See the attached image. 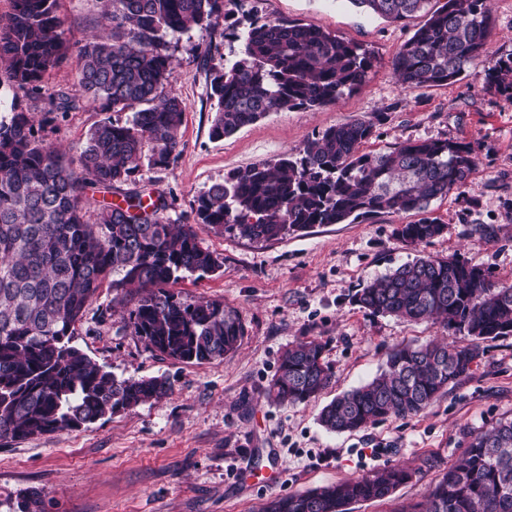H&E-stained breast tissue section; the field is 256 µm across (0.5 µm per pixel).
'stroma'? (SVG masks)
<instances>
[{
	"instance_id": "35a3bbf8",
	"label": "stroma",
	"mask_w": 512,
	"mask_h": 512,
	"mask_svg": "<svg viewBox=\"0 0 512 512\" xmlns=\"http://www.w3.org/2000/svg\"><path fill=\"white\" fill-rule=\"evenodd\" d=\"M487 59L466 66L445 87L404 89L391 61L426 21L423 13L390 22L350 0H224L231 20L251 12L298 21L370 49L376 62L366 82L320 109L273 112L223 140L210 136L213 102L209 67L238 54L241 41L223 27L169 35L172 65L166 92L184 106L179 153L165 169L141 166L138 189L162 195L164 221L189 224L197 196L235 169L294 155L313 133L368 118L374 135L365 148L382 151L415 139L469 144L479 158L466 183L434 200L427 212L443 226L413 248L397 234L414 213L379 214L351 224L317 225L270 242L203 229L199 237L224 261L213 275L185 277L182 297L218 299L245 326L237 350L200 365L161 357L133 336L121 312L97 324L93 314L117 304L100 288L76 345L120 378L162 376L172 391L78 430L21 441H0V512H19L34 491L47 512H261L271 499L359 478L387 466L413 477L386 499L357 502L350 512H399L426 501L431 487L457 464L469 434L512 418V336L482 342L468 375L451 384L427 410L389 418L355 432L331 433L318 422L336 396L375 377L389 351L444 341L464 347L470 337L430 321L375 316L353 295L371 279L417 255L458 256L512 283V95L487 84L488 58L512 57V0H490ZM68 60L41 88L0 83V108L19 102L33 120L53 109L61 89H75L79 55L102 30L101 0H59ZM211 45L209 60L198 49ZM104 117L97 103L58 113L42 129L48 141L77 156L89 129ZM320 337L334 377L316 399L269 401L266 388L283 352L297 340Z\"/></svg>"
}]
</instances>
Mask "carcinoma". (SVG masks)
<instances>
[{"mask_svg":"<svg viewBox=\"0 0 512 512\" xmlns=\"http://www.w3.org/2000/svg\"><path fill=\"white\" fill-rule=\"evenodd\" d=\"M0 27V64L8 81L36 90L69 54L57 0H11ZM105 35L83 46L78 92L102 101L105 118L71 160L37 136L25 112L0 114V440L18 441L87 428L108 415L159 401L171 391L163 376L119 378L74 344L87 307L104 284L130 296L126 324L153 353L202 364L224 358L245 334L221 300L195 301L171 286L202 279L223 261L202 246L197 228L256 242L280 240L315 225L344 224L375 214L423 213L460 189L477 167L472 148L450 140H407L385 152H363L372 122L357 118L313 134L294 159H270L231 172L197 198L192 224H170L162 196L124 195L90 209L89 192L133 182L143 160L169 166L180 146L184 108L164 93L172 64L169 33L224 17V0H106ZM392 22L430 0H350ZM392 60L407 90L442 87L486 53L491 15L486 0H445ZM242 49L209 73L216 140L271 112L333 105L360 87L374 64L357 42L299 22L257 15L237 31ZM512 93V59L487 69ZM424 217L398 229L418 247L442 232ZM120 278L115 279L113 275ZM373 315L428 319L475 343L430 342L388 354L365 385L324 406L321 425L352 432L387 418L426 410L480 358L479 342L512 336V283L496 284L482 267L458 258L419 256L355 293ZM319 337L282 354L268 388L279 403L317 398L333 371ZM411 474L397 467L320 490L271 501L265 512H349L382 500ZM397 512H512V419L469 435L462 461L443 474L426 507Z\"/></svg>","mask_w":512,"mask_h":512,"instance_id":"1","label":"carcinoma"}]
</instances>
